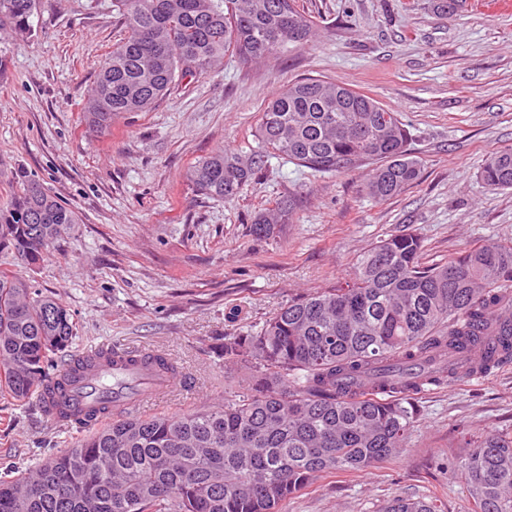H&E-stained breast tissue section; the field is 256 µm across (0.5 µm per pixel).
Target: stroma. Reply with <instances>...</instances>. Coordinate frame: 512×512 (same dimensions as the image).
Masks as SVG:
<instances>
[{"label": "stroma", "mask_w": 512, "mask_h": 512, "mask_svg": "<svg viewBox=\"0 0 512 512\" xmlns=\"http://www.w3.org/2000/svg\"><path fill=\"white\" fill-rule=\"evenodd\" d=\"M320 29L298 53L261 63L226 58L221 72L182 82L149 112L90 134L82 107L125 35L112 0H39L30 38L0 26V202L18 176L43 184L78 222L36 267L0 252V268L73 313L72 349L95 344L164 351L187 389L146 414L194 411L239 390L248 371L214 351L224 334L257 331L291 297L349 279L357 257L398 231L423 241L422 261L446 262L486 240L512 243V190L477 175L512 146V7L489 0H298ZM324 77L401 113L420 181L379 201L367 169L314 174L273 158L238 201L195 194L185 170L211 152L255 145L272 93ZM301 190L276 236L251 232L256 213ZM240 316L226 321L229 308ZM397 460L330 475L291 496L282 512H380L397 495L469 502L435 463L465 455L461 429L512 435V365L429 386ZM75 430L34 403L0 396V473L32 470L73 447Z\"/></svg>", "instance_id": "35a3bbf8"}]
</instances>
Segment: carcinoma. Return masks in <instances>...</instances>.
<instances>
[{"label": "carcinoma", "mask_w": 512, "mask_h": 512, "mask_svg": "<svg viewBox=\"0 0 512 512\" xmlns=\"http://www.w3.org/2000/svg\"><path fill=\"white\" fill-rule=\"evenodd\" d=\"M38 0H0V23L31 36ZM126 34L103 62L84 121L104 132L128 112H150L171 87L313 42L296 0H112ZM247 155L216 151L190 166L191 189L233 202L278 157L315 172L374 165L377 200L418 181L399 113L317 78L278 89L265 104ZM488 190L512 188V148L478 173ZM301 192L252 220L259 238L291 223ZM76 213L41 183L19 179L0 204V250L34 266ZM418 235L402 231L359 255L343 284L288 300L256 334L224 336V365L251 375L233 398L193 412L111 418L108 401L74 423L76 446L31 473L0 477V512H279L323 474L372 468L405 451L420 415V383L442 384L512 363V342L478 365L432 366L468 342L512 336V244L486 241L425 266ZM73 315L0 271V389L18 402L55 386L75 337ZM447 466L470 512H512V436H473ZM382 512H443L437 500L392 498Z\"/></svg>", "instance_id": "obj_1"}]
</instances>
